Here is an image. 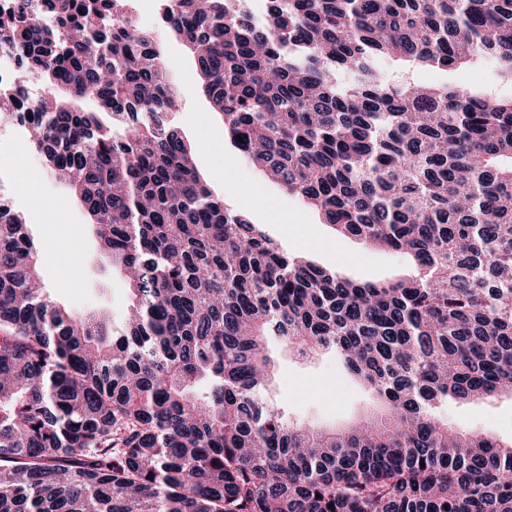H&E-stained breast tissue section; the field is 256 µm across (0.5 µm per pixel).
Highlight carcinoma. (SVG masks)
Returning <instances> with one entry per match:
<instances>
[{
  "label": "carcinoma",
  "mask_w": 512,
  "mask_h": 512,
  "mask_svg": "<svg viewBox=\"0 0 512 512\" xmlns=\"http://www.w3.org/2000/svg\"><path fill=\"white\" fill-rule=\"evenodd\" d=\"M224 135L335 231L407 254L361 282L288 254L201 178L132 0H12L29 134L126 280L122 330L51 300L0 203V512H512V441L450 400L512 397V0H162ZM277 339L332 353L375 399L344 425L267 399ZM417 80L424 84H444L460 82L477 89H491L503 96L512 94V86L502 80L488 63L467 68L461 72L446 71L438 68H426L417 71Z\"/></svg>",
  "instance_id": "cac0c4a2"
}]
</instances>
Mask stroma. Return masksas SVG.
Instances as JSON below:
<instances>
[{"mask_svg": "<svg viewBox=\"0 0 512 512\" xmlns=\"http://www.w3.org/2000/svg\"><path fill=\"white\" fill-rule=\"evenodd\" d=\"M164 46L183 92L170 121L192 145L197 168L215 195L260 225L284 250L321 266L364 281L409 273L405 255L337 235L318 212L249 165L225 138L222 119L199 86L192 57L177 42L168 40ZM416 77L424 84L460 82L503 96L512 94V83L502 80L488 63L460 72L426 68L418 70ZM30 150L22 129L0 123V198L24 214L39 248L46 287L57 301L76 312L123 317L128 304L126 283L112 272L100 252L85 212L68 186L44 168L40 157L33 156L31 164L17 167L16 158ZM272 213L277 216L273 222L268 219ZM269 350L278 360V369L268 397L275 404L287 405L291 417L312 424L345 423L371 407V395L333 355L302 362L276 340L270 341ZM441 413L463 430L512 439L510 397L474 403L452 401Z\"/></svg>", "mask_w": 512, "mask_h": 512, "instance_id": "35a3bbf8", "label": "stroma"}]
</instances>
